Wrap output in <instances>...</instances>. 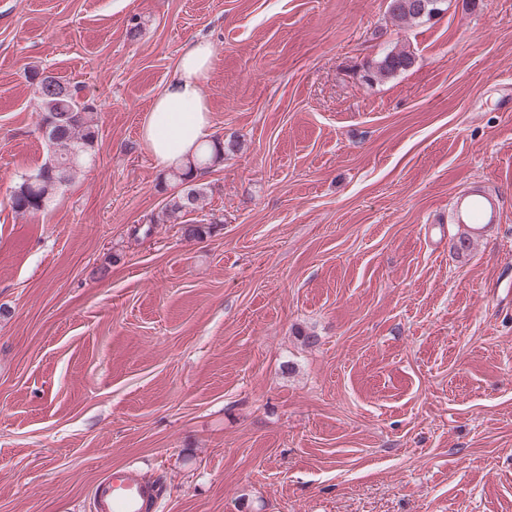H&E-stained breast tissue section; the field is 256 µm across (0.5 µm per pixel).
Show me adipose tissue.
<instances>
[{
    "label": "adipose tissue",
    "mask_w": 512,
    "mask_h": 512,
    "mask_svg": "<svg viewBox=\"0 0 512 512\" xmlns=\"http://www.w3.org/2000/svg\"><path fill=\"white\" fill-rule=\"evenodd\" d=\"M213 59L212 44L190 41L178 60L175 77L154 99L143 136L158 164L196 160L210 149L209 112L200 87Z\"/></svg>",
    "instance_id": "ef3b65f1"
}]
</instances>
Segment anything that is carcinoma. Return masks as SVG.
Instances as JSON below:
<instances>
[{
    "label": "carcinoma",
    "mask_w": 512,
    "mask_h": 512,
    "mask_svg": "<svg viewBox=\"0 0 512 512\" xmlns=\"http://www.w3.org/2000/svg\"><path fill=\"white\" fill-rule=\"evenodd\" d=\"M441 0H389L388 12L401 21L429 18L440 10ZM413 53L404 49L389 51L378 63L374 77L392 75L414 64ZM29 79L35 85L40 109V130L49 148L47 160L34 174V179L23 180L10 196L12 209L22 215H35L62 186L73 180L92 161L99 137L94 114V99L81 96V89L63 83L52 75L33 70ZM224 161V144L216 140L208 156L196 163L170 170L171 179L186 184L177 195L166 203V213L173 216L191 209H204L206 187L195 183L194 172Z\"/></svg>",
    "instance_id": "carcinoma-1"
}]
</instances>
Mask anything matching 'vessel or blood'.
Returning a JSON list of instances; mask_svg holds the SVG:
<instances>
[{"mask_svg":"<svg viewBox=\"0 0 512 512\" xmlns=\"http://www.w3.org/2000/svg\"><path fill=\"white\" fill-rule=\"evenodd\" d=\"M459 223L472 237L485 235L500 220V202L479 188L461 195L456 201ZM159 498L158 487L128 468L108 471L93 490V512H153Z\"/></svg>","mask_w":512,"mask_h":512,"instance_id":"b4317fda","label":"vessel or blood"}]
</instances>
